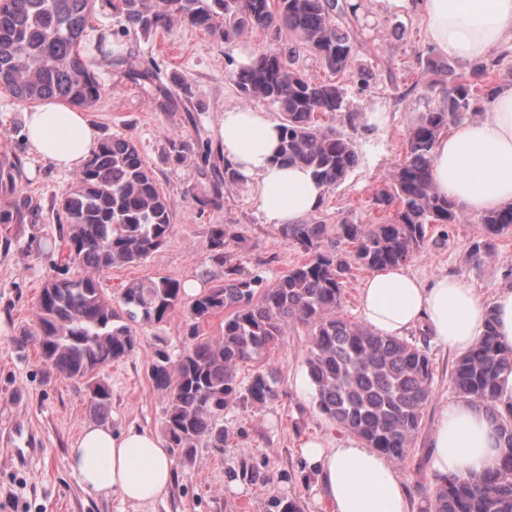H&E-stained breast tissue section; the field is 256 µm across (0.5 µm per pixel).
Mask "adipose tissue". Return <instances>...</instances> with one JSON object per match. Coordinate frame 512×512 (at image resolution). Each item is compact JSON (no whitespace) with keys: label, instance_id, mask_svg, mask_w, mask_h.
<instances>
[{"label":"adipose tissue","instance_id":"ef3b65f1","mask_svg":"<svg viewBox=\"0 0 512 512\" xmlns=\"http://www.w3.org/2000/svg\"><path fill=\"white\" fill-rule=\"evenodd\" d=\"M412 1L430 45L449 59L470 68L492 50H512V0ZM23 135L32 152L71 172L82 168L100 131L87 113L49 99L25 110ZM279 142V124L263 110L230 108L221 117L225 161L252 186L265 223L277 227L304 223L326 194L305 168L277 160ZM432 164L438 192L462 211L479 216L512 204V82L495 87L479 118L440 135ZM359 310L367 327L386 336L426 324L439 345L459 354L476 344L492 315L500 343L512 347V284L484 297L463 278L445 275L426 283L399 265L363 281ZM431 446L438 480L483 474L505 451L494 415L464 399L440 410ZM302 458L320 478L329 512H410L403 478L387 456L364 443L348 437L329 448L309 441ZM68 461L87 492L112 493L139 507L163 498L175 477L163 440L135 426L83 427Z\"/></svg>","mask_w":512,"mask_h":512}]
</instances>
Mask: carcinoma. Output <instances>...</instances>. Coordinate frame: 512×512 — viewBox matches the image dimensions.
Here are the masks:
<instances>
[{
	"label": "carcinoma",
	"mask_w": 512,
	"mask_h": 512,
	"mask_svg": "<svg viewBox=\"0 0 512 512\" xmlns=\"http://www.w3.org/2000/svg\"><path fill=\"white\" fill-rule=\"evenodd\" d=\"M96 0H0V86L21 103L58 99L88 108L102 97L94 63L79 46ZM119 12L127 28L150 34L177 19L226 39L252 30L278 36L286 31L322 62L329 79L313 82L273 49L259 50L251 63L232 72L240 95L261 100L280 114L278 160L307 168L333 190L357 162L352 137L318 117L340 112L342 78L353 62V43L334 19L338 0H101ZM427 71L445 84L442 101L420 113L408 130L403 162L375 195L394 207L384 224H360L346 217L334 225L315 218L284 224L282 235L308 259L264 287L258 276L243 277L226 265L224 228L211 231L212 260L224 267V281L203 290L185 309L189 342L175 355L154 351L150 379L165 394L162 430L183 465L198 448L224 450V409L244 402L263 406L278 396L273 371L257 369L247 383L240 367L277 346L290 326L308 331V376L317 409L366 447L392 460L403 459L431 402L432 368L425 350L346 320L340 312L343 279L352 265L374 270L406 263L422 244L430 224H458L463 214L433 182L431 155L438 137L481 112L492 93L482 63L469 76L427 60ZM188 142L168 140V155L180 162ZM21 163L0 165V188L14 191ZM66 227L62 239L78 277L46 282L37 304L34 332L20 345L34 344L42 359L68 379L84 381L93 415L105 417L112 401L108 383L96 377L109 363L131 355L140 339L134 325L164 322L182 306L175 279L132 281L112 305L99 274L138 263L170 236L172 212L153 171L130 139L107 138L93 149L72 185L56 202ZM27 204L0 210V224H22ZM484 238L469 259L478 267L495 240L512 230V204L479 217ZM224 327L214 338L199 336V324L220 312ZM512 370V349L498 345L493 321L472 349L456 358L452 382L458 397L485 405L498 418L508 453L493 470L470 480L446 477L436 486L434 512H512V408L495 401L501 372ZM233 479L256 482L261 471L243 461Z\"/></svg>",
	"instance_id": "obj_1"
}]
</instances>
